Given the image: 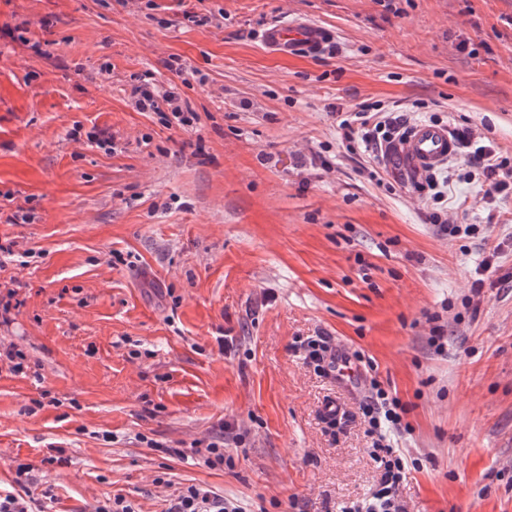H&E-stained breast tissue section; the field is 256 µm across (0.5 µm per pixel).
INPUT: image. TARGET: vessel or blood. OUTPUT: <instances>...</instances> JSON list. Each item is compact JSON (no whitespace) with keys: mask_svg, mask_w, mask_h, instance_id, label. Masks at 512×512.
Masks as SVG:
<instances>
[{"mask_svg":"<svg viewBox=\"0 0 512 512\" xmlns=\"http://www.w3.org/2000/svg\"><path fill=\"white\" fill-rule=\"evenodd\" d=\"M333 31L301 18L269 25L262 34L264 45L282 54L320 52L334 42ZM455 152V144L442 125L423 122L414 126L403 141L389 152V165H399L413 173H424L446 162ZM332 375L345 389L359 388L361 375L345 350H337Z\"/></svg>","mask_w":512,"mask_h":512,"instance_id":"b4317fda","label":"vessel or blood"}]
</instances>
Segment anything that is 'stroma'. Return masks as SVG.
<instances>
[{
  "label": "stroma",
  "instance_id": "1",
  "mask_svg": "<svg viewBox=\"0 0 512 512\" xmlns=\"http://www.w3.org/2000/svg\"><path fill=\"white\" fill-rule=\"evenodd\" d=\"M198 6L212 25L182 24ZM291 14L333 47L268 51L258 32ZM144 73L198 123L136 111ZM418 99L512 158V0H0V240L15 253L0 297L20 301L0 344L27 363L0 368V491L25 462L32 493L53 485L50 512L116 494L164 512L192 483L245 512H340L380 471L359 394L299 350L328 336L406 408L407 512H512V288L471 296L494 245L512 276V197L450 184L445 219L483 232L448 237L405 171L363 173L331 112ZM19 207L30 222L6 223ZM227 424L221 469L146 445L206 444ZM59 448L67 465H47Z\"/></svg>",
  "mask_w": 512,
  "mask_h": 512
}]
</instances>
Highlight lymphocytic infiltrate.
I'll return each mask as SVG.
<instances>
[{
	"instance_id": "f902f5d3",
	"label": "lymphocytic infiltrate",
	"mask_w": 512,
	"mask_h": 512,
	"mask_svg": "<svg viewBox=\"0 0 512 512\" xmlns=\"http://www.w3.org/2000/svg\"><path fill=\"white\" fill-rule=\"evenodd\" d=\"M131 98L137 111L157 112L168 107L179 125H190L181 105L176 87L159 90L151 79H143L133 86ZM425 102L413 101L401 111L380 102L364 101L343 113L339 122L344 137L354 148L360 149L372 160L367 173L370 179L381 180L386 167V156L392 144L401 138L410 125V115L425 109ZM457 154L466 156L471 175L477 176L485 202L512 196V159L497 151L494 143H477L472 131L456 127L451 131ZM454 167L447 166L413 179L429 223L439 225L442 232L455 237L459 234L475 235L477 225L459 226L442 221L444 203L448 199V185L453 182ZM367 431L372 437V455L381 474L376 489L367 499L352 503L344 512H406L400 489L411 469L418 462L408 459L398 448L395 437L404 428V408L400 402L378 382H371L360 402ZM16 491L0 492V512H47L53 501L52 489H45L41 498H34L28 490L29 467L18 464L15 471ZM165 512H243L238 501L224 497L210 488L191 484L169 499Z\"/></svg>"
}]
</instances>
